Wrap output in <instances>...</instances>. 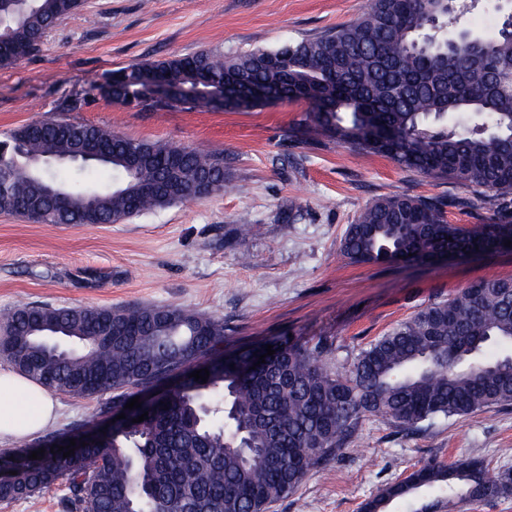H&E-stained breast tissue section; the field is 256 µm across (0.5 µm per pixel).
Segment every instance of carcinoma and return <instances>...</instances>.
I'll return each mask as SVG.
<instances>
[{"mask_svg":"<svg viewBox=\"0 0 512 512\" xmlns=\"http://www.w3.org/2000/svg\"><path fill=\"white\" fill-rule=\"evenodd\" d=\"M82 0H0V68L39 50L45 33ZM446 0H366L352 23L316 37L247 52L203 49L137 62L99 86L126 105L184 107L203 97L226 109L304 101L287 137L322 136L361 157L380 155L478 195L512 201V18L492 36L448 43L427 23L448 20ZM109 169L104 187L71 184L57 165ZM224 155L61 117L35 119L0 140V211L35 224H118L226 191ZM442 199L383 196L348 225L352 263L433 260L512 238V224L448 223ZM0 358L49 389L106 396L107 414L155 382L175 383L116 432L68 457L58 433L0 453V501L63 484L80 512H270L311 470L358 437L363 417L412 430L427 420L512 405V279H480L399 323L340 373L326 341L288 336L275 354L242 346L224 355V318L181 305H28L0 317ZM265 362L253 364L258 356ZM235 368H230V364ZM209 370L207 382L190 376ZM44 449L42 458L30 459ZM436 487L480 502L512 491V469L478 458L428 462L367 504Z\"/></svg>","mask_w":512,"mask_h":512,"instance_id":"carcinoma-1","label":"carcinoma"}]
</instances>
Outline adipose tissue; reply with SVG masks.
<instances>
[{"mask_svg": "<svg viewBox=\"0 0 512 512\" xmlns=\"http://www.w3.org/2000/svg\"><path fill=\"white\" fill-rule=\"evenodd\" d=\"M58 415L49 390L27 375L0 368V441L32 439Z\"/></svg>", "mask_w": 512, "mask_h": 512, "instance_id": "adipose-tissue-1", "label": "adipose tissue"}]
</instances>
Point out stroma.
<instances>
[{
    "instance_id": "1",
    "label": "stroma",
    "mask_w": 512,
    "mask_h": 512,
    "mask_svg": "<svg viewBox=\"0 0 512 512\" xmlns=\"http://www.w3.org/2000/svg\"><path fill=\"white\" fill-rule=\"evenodd\" d=\"M365 0H84L48 32L40 52L0 69V136L41 117L103 126L127 137L217 149L233 186L120 224H33L0 212V314L25 305L178 304L224 319V345L293 335L332 341L348 368L361 349L429 303L468 283L512 278V251L486 249L442 261L353 264L340 251L347 224L392 194L447 201L449 223L501 218L512 203L480 202L456 180L359 158L327 138L291 141L302 102L252 110L206 104L169 110L104 98L113 71L202 49L274 48L356 20ZM505 12L477 0L449 29L491 35ZM74 111H65L70 100ZM293 220L283 212L289 203ZM63 433L99 422L101 397L58 392ZM361 441L314 471L270 512H364L379 490L427 462L478 457L512 469V405L437 417L407 432L367 416Z\"/></svg>"
}]
</instances>
